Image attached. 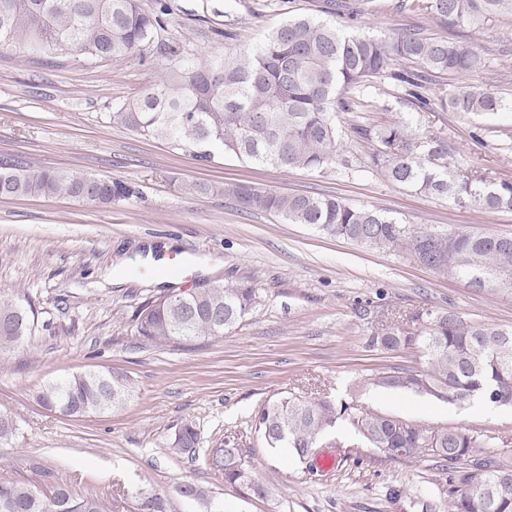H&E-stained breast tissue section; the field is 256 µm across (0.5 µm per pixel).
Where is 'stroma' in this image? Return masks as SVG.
<instances>
[{"label": "stroma", "instance_id": "stroma-1", "mask_svg": "<svg viewBox=\"0 0 512 512\" xmlns=\"http://www.w3.org/2000/svg\"><path fill=\"white\" fill-rule=\"evenodd\" d=\"M174 10L161 36L190 59L236 53L289 18L322 17L323 0H169ZM359 27L385 37L409 26L451 38L485 58L484 69L433 79V99L471 85L512 99V17L483 28L440 26L425 9L374 0ZM155 78L152 62L99 61L41 47L0 48V157L30 170L75 169L122 181L131 195L109 206L71 198H0V291L32 300L38 326L25 343L0 351V413L17 431L0 447V480L20 478L48 488L66 481L96 493L108 512H137L148 488L167 512H421L405 491L421 489L432 512H452L448 473L434 459H393L371 448H340L353 432L338 420L322 449L331 471H307L286 450L266 448L254 427L267 401L310 390L432 427L455 426L499 437L512 447V407L491 414L413 392L371 384L379 371L420 368V351L370 349L366 339L391 320L407 322L425 308L512 326V294L479 293L437 276L394 250L376 251L333 238L265 211H246L232 185L262 191L329 194L428 229L512 234V210L458 206L391 183L365 165L367 143L353 126L377 130L410 118L421 136L435 135L467 169L512 181V112L461 115L441 107L414 112L404 91L383 84L337 115L350 167L336 172L262 167L228 155L203 162L192 150L146 139L110 115ZM198 184L208 193L195 192ZM189 256L198 270L181 274L168 257ZM221 278L255 286V307L216 338L151 343L136 333L138 307L169 290ZM116 369L136 393L122 407L84 417L47 410L39 390L81 372ZM200 443L174 449L181 425ZM251 449L265 496L225 483L205 463L225 436ZM192 483L205 498L181 495Z\"/></svg>", "mask_w": 512, "mask_h": 512}]
</instances>
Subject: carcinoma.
I'll list each match as a JSON object with an SVG mask.
<instances>
[{
	"label": "carcinoma",
	"instance_id": "carcinoma-1",
	"mask_svg": "<svg viewBox=\"0 0 512 512\" xmlns=\"http://www.w3.org/2000/svg\"><path fill=\"white\" fill-rule=\"evenodd\" d=\"M425 9L450 28L478 29L512 16V0H426ZM168 12L166 3L150 11L139 0H0V47L47 46L101 61L114 56L142 60L157 53V78L112 113V123L176 148H196L197 157L206 162L218 151L258 165L318 172L349 168L336 114L353 111V95L363 93L372 80L396 82L411 109L429 112L426 86L403 63L455 76L485 67L474 49L415 29L385 38L367 35L355 24L364 9L345 0H328L326 12L336 16L334 22L294 17L258 45L197 64L178 43L160 40ZM442 105L462 114L512 110V102L468 86ZM357 133L374 143L370 167L396 185L484 212L512 210V181L489 184L483 177L457 176L458 159L448 141L418 136L404 118L375 132L359 128ZM130 193L110 178L64 169L30 171L0 159V196L68 197L110 205ZM232 193L245 209L272 212L289 224L312 225L327 236L370 249L403 250L433 272L462 277L477 290L512 293V236L416 228L332 196H285L246 185ZM256 303L253 286L213 281L143 303L135 315L136 332L165 344L219 337ZM413 320L422 326L419 332L393 324L372 334L368 345L388 351L416 348L426 367L382 370L372 377L373 384L450 405L475 397L512 405V327L433 308L416 313ZM35 328L34 307L0 292V350L20 345ZM133 395L128 375L111 369L53 381L41 389L38 400L51 411L80 417L119 407ZM352 410L323 395L283 397L264 404L254 425L268 447L290 449L309 469L325 434L349 415L360 445L390 458L426 456L444 463L453 472L454 512H512V463L507 451L492 450L493 437ZM197 445L195 425L184 424L173 447ZM246 457L247 449L229 440L211 449L205 462L226 483L263 496L266 486ZM137 495L138 512H164L163 501L151 490L140 489ZM0 512H107V505L96 493H74L66 482L53 485L48 495L29 481L1 480Z\"/></svg>",
	"mask_w": 512,
	"mask_h": 512
}]
</instances>
